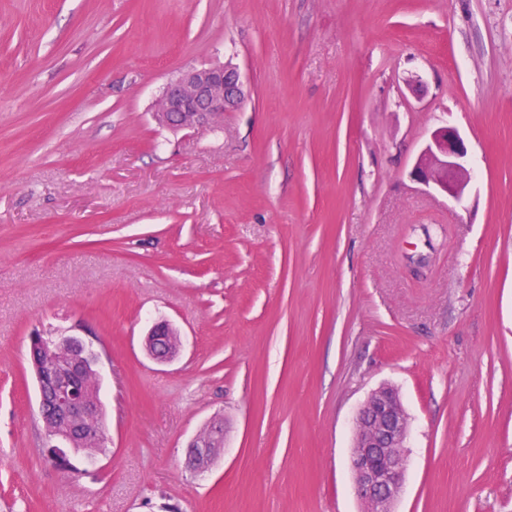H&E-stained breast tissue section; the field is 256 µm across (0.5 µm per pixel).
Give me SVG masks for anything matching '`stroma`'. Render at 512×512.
I'll return each instance as SVG.
<instances>
[{"mask_svg": "<svg viewBox=\"0 0 512 512\" xmlns=\"http://www.w3.org/2000/svg\"><path fill=\"white\" fill-rule=\"evenodd\" d=\"M223 63V127L158 124L168 81ZM444 125L460 205L410 177ZM78 324L107 440L70 477L28 343ZM383 385L395 512H512V0H0V512H363L353 420ZM180 334L165 320L155 322L145 337V350L157 362H169L176 357L180 348ZM186 465L197 472L206 471L224 448V424L214 418L188 445Z\"/></svg>", "mask_w": 512, "mask_h": 512, "instance_id": "1", "label": "stroma"}]
</instances>
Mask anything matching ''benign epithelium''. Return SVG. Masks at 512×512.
Returning <instances> with one entry per match:
<instances>
[{
	"instance_id": "benign-epithelium-1",
	"label": "benign epithelium",
	"mask_w": 512,
	"mask_h": 512,
	"mask_svg": "<svg viewBox=\"0 0 512 512\" xmlns=\"http://www.w3.org/2000/svg\"><path fill=\"white\" fill-rule=\"evenodd\" d=\"M244 99L237 68L224 65L192 67L170 82L157 100L154 116L173 130H190L224 120ZM412 176L460 202L471 180L468 148L456 129L437 128L417 157ZM30 359L35 372L38 412L45 426V455L55 468L72 467L75 445L102 423L99 399L89 398L82 379L98 373L99 354L83 335L67 331L57 336H30ZM180 348L179 333L165 320L151 325L145 350L157 362H169ZM407 415L399 392L382 386L371 393L354 419L349 457L357 497L365 512H394L403 490ZM188 468L206 471L224 448V424L213 419L188 445Z\"/></svg>"
}]
</instances>
